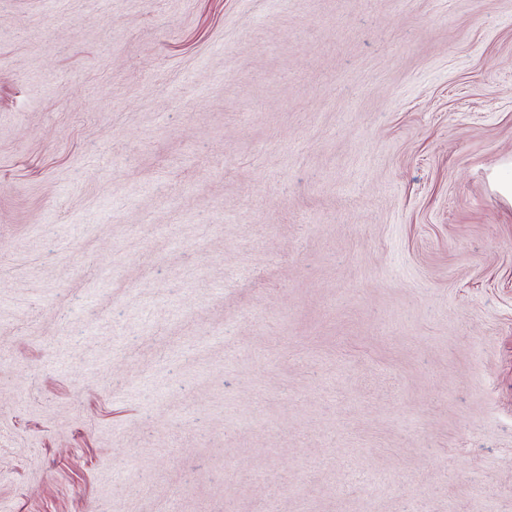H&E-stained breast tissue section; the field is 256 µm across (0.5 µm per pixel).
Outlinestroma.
I'll return each instance as SVG.
<instances>
[{
    "label": "stroma",
    "mask_w": 512,
    "mask_h": 512,
    "mask_svg": "<svg viewBox=\"0 0 512 512\" xmlns=\"http://www.w3.org/2000/svg\"><path fill=\"white\" fill-rule=\"evenodd\" d=\"M0 512H512V0H0Z\"/></svg>",
    "instance_id": "1"
}]
</instances>
